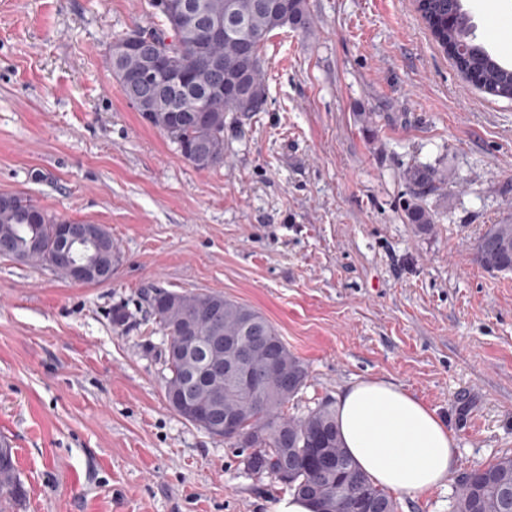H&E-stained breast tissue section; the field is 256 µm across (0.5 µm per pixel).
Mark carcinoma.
<instances>
[{
  "instance_id": "obj_1",
  "label": "carcinoma",
  "mask_w": 512,
  "mask_h": 512,
  "mask_svg": "<svg viewBox=\"0 0 512 512\" xmlns=\"http://www.w3.org/2000/svg\"><path fill=\"white\" fill-rule=\"evenodd\" d=\"M191 2L209 18L234 19L239 27L224 34V41L204 44L195 16L180 19L176 11ZM153 11L147 25L135 28L158 40L154 49L167 54L166 69L151 72L137 52H125L130 33L113 37L109 46L112 73L127 100L152 126L177 145L196 169L224 163V123L231 112H260L266 104L262 51L270 34L286 25L303 32L310 27L306 0H167ZM425 14L442 45L461 50L459 67L474 76L473 84L499 97H512V67L506 68L476 41L471 17L463 0H428ZM180 72L185 84H167L169 73ZM139 75L137 88L126 80ZM246 88L241 96L214 92L219 83ZM417 188L406 207L409 223L422 231L434 224L433 214L423 205L426 194L442 182L434 169L422 167L408 173ZM68 220L49 212L32 199L5 194L0 200V257L21 263L47 265V256L58 250V225ZM100 248L98 275L92 284L112 278L117 249L112 235L95 225ZM477 262L490 272H512V223L492 224L475 245ZM150 316L168 336L165 393H184L195 403H206L219 393L222 409L236 414L238 425L231 432L216 431L185 405L171 409L185 421L212 437L247 452L246 466L256 474L280 477L282 462H288L286 484L307 498L314 512H353L362 499L368 512H397L392 496L375 486L343 448L334 412L324 403L304 413L285 416L282 408L305 385V362L288 349L272 322L253 307L219 293H185L156 283L140 289ZM225 336H251L248 361L258 377V393L238 388L228 379L213 381L205 376L192 383L190 359L176 354L183 346L196 345L214 331ZM475 480L462 487L452 512H512V456H503L474 471ZM26 490L16 473L12 448L0 446V501L18 503Z\"/></svg>"
}]
</instances>
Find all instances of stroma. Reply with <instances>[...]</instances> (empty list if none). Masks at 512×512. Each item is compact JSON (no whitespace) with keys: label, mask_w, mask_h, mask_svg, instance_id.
<instances>
[{"label":"stroma","mask_w":512,"mask_h":512,"mask_svg":"<svg viewBox=\"0 0 512 512\" xmlns=\"http://www.w3.org/2000/svg\"><path fill=\"white\" fill-rule=\"evenodd\" d=\"M464 3L512 51V0ZM307 5L308 31L266 44L263 111L230 113L202 171L110 69L149 0H0V193L104 225L119 255L104 284L0 257L13 512H273L288 495L169 407L149 280L263 313L308 366L286 413L385 378L446 419L458 473L512 454V273L474 259L512 220V99L464 81L412 0ZM417 165L446 177L427 233L405 217Z\"/></svg>","instance_id":"1"}]
</instances>
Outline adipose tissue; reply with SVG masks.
<instances>
[{
	"instance_id": "obj_1",
	"label": "adipose tissue",
	"mask_w": 512,
	"mask_h": 512,
	"mask_svg": "<svg viewBox=\"0 0 512 512\" xmlns=\"http://www.w3.org/2000/svg\"><path fill=\"white\" fill-rule=\"evenodd\" d=\"M333 409L345 448L384 490L420 494L453 473L457 443L446 420L400 386L358 380L337 394Z\"/></svg>"
}]
</instances>
